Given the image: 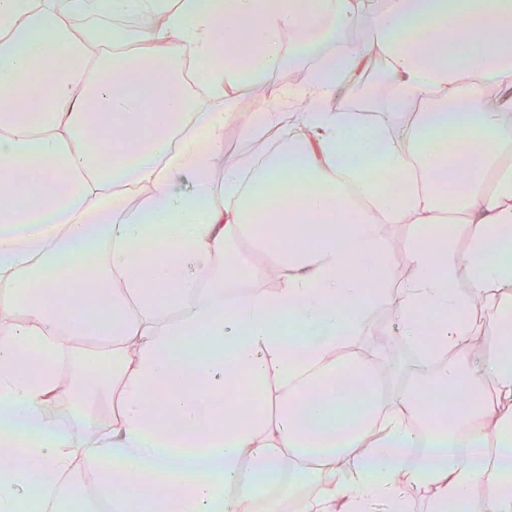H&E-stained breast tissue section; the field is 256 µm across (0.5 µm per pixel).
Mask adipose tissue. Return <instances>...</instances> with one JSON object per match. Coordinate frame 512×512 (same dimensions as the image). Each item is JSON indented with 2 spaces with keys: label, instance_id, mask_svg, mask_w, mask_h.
I'll return each instance as SVG.
<instances>
[{
  "label": "adipose tissue",
  "instance_id": "1",
  "mask_svg": "<svg viewBox=\"0 0 512 512\" xmlns=\"http://www.w3.org/2000/svg\"><path fill=\"white\" fill-rule=\"evenodd\" d=\"M64 16L0 0V512H67L85 467L105 512H407L420 487L430 512H512V0H178L139 57L117 31L75 38ZM359 28L365 47L322 50ZM287 31L322 50L282 93L299 106L288 144L216 192L228 89L279 67ZM186 53L210 106L187 94ZM374 55L400 142L344 95ZM116 128L136 134L117 145ZM442 210L469 226L466 250ZM380 224L419 227L397 319L454 392L423 431L418 383L381 395L380 348L336 359L383 298L344 277L367 258L387 272ZM245 232L284 285L228 306L225 270L265 273L224 265ZM463 268L491 315L476 360L479 318L449 287ZM201 329L208 350L187 354ZM93 339L107 354L89 376L73 355ZM63 356L80 433L44 416ZM271 375L269 416L236 386Z\"/></svg>",
  "mask_w": 512,
  "mask_h": 512
}]
</instances>
